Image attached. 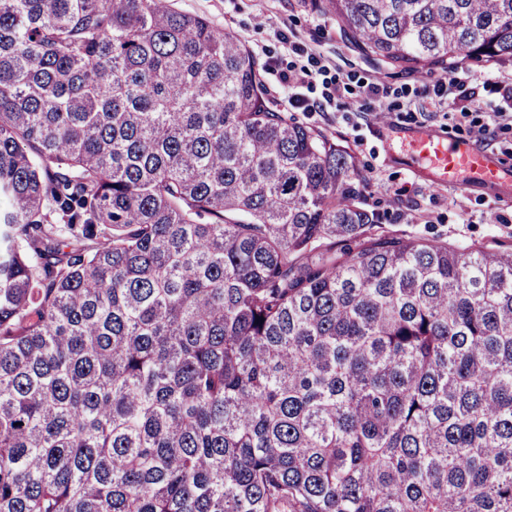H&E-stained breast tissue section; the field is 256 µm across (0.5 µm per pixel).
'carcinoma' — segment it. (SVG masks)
<instances>
[{"label":"carcinoma","instance_id":"carcinoma-1","mask_svg":"<svg viewBox=\"0 0 512 512\" xmlns=\"http://www.w3.org/2000/svg\"><path fill=\"white\" fill-rule=\"evenodd\" d=\"M512 62V0H314ZM245 40L0 0V512H512V248L387 234Z\"/></svg>","mask_w":512,"mask_h":512}]
</instances>
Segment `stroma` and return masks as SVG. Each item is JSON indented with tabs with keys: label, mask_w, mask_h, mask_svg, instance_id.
I'll return each mask as SVG.
<instances>
[{
	"label": "stroma",
	"mask_w": 512,
	"mask_h": 512,
	"mask_svg": "<svg viewBox=\"0 0 512 512\" xmlns=\"http://www.w3.org/2000/svg\"><path fill=\"white\" fill-rule=\"evenodd\" d=\"M174 10L205 17L214 28L239 33L262 66L271 106L289 121L317 128L346 147L360 169V202L380 214L392 234H418L453 244L512 246V179L489 186L458 172L433 184L428 160L403 138L402 130L435 129L453 140H468L476 123L489 127L484 147L512 167V125L491 122L504 106L503 80L512 65L467 62L451 73L401 71L364 57L341 33L335 18L312 0H170ZM307 69L313 78L302 93L318 111L293 107L288 70ZM381 86L383 107L361 111L363 86ZM475 87L468 116L449 110L457 82ZM443 95H436L438 83ZM342 102H332L336 84Z\"/></svg>",
	"instance_id": "35a3bbf8"
}]
</instances>
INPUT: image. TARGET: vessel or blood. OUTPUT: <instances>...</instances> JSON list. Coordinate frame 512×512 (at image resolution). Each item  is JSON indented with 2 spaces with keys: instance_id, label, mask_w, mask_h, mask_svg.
<instances>
[{
  "instance_id": "vessel-or-blood-1",
  "label": "vessel or blood",
  "mask_w": 512,
  "mask_h": 512,
  "mask_svg": "<svg viewBox=\"0 0 512 512\" xmlns=\"http://www.w3.org/2000/svg\"><path fill=\"white\" fill-rule=\"evenodd\" d=\"M419 152L432 162L440 180H447L451 173L465 168L474 173L476 179L485 183H498L504 178V171L496 156L475 149L465 141L451 142L430 130H416L410 133Z\"/></svg>"
}]
</instances>
